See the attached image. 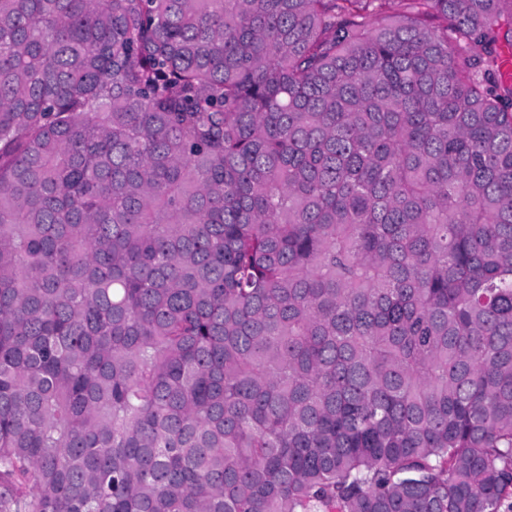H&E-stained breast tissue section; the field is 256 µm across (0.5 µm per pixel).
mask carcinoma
Here are the masks:
<instances>
[{"instance_id": "cac0c4a2", "label": "carcinoma", "mask_w": 512, "mask_h": 512, "mask_svg": "<svg viewBox=\"0 0 512 512\" xmlns=\"http://www.w3.org/2000/svg\"><path fill=\"white\" fill-rule=\"evenodd\" d=\"M512 0H0V512H500Z\"/></svg>"}]
</instances>
